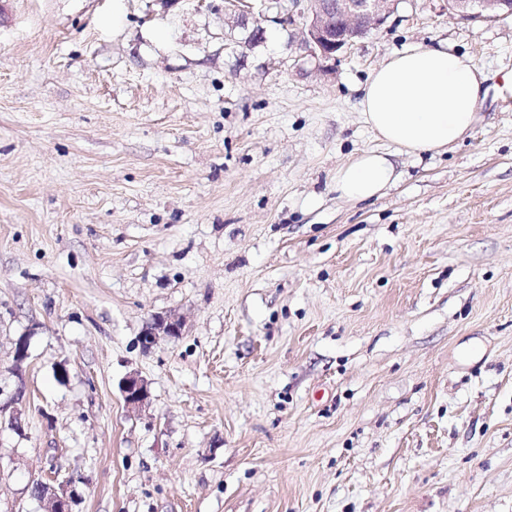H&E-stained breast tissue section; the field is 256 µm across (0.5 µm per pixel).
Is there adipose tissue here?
<instances>
[{
	"label": "adipose tissue",
	"mask_w": 512,
	"mask_h": 512,
	"mask_svg": "<svg viewBox=\"0 0 512 512\" xmlns=\"http://www.w3.org/2000/svg\"><path fill=\"white\" fill-rule=\"evenodd\" d=\"M487 80L469 56L418 45L372 72L360 89V107L383 141L411 154L443 153L470 135ZM396 179L388 153L365 151L337 170L336 191L343 199L365 201Z\"/></svg>",
	"instance_id": "ef3b65f1"
}]
</instances>
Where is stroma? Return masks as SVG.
I'll return each instance as SVG.
<instances>
[{
  "mask_svg": "<svg viewBox=\"0 0 512 512\" xmlns=\"http://www.w3.org/2000/svg\"><path fill=\"white\" fill-rule=\"evenodd\" d=\"M112 2L0 0V512L37 479L74 512H512V16L399 0L324 60L267 0L255 43L224 0ZM419 44L489 75L442 154L359 105ZM366 150L397 183L340 199ZM157 313L186 334L147 351ZM126 406L131 410H139L144 407L150 398L147 383L138 375L130 374L120 382ZM36 482L44 486V492L40 494L39 501L45 512H72V504L78 497L77 492L72 489L73 480L59 483L57 487L42 480Z\"/></svg>",
  "mask_w": 512,
  "mask_h": 512,
  "instance_id": "obj_1",
  "label": "stroma"
}]
</instances>
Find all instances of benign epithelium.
<instances>
[{
    "instance_id": "1",
    "label": "benign epithelium",
    "mask_w": 512,
    "mask_h": 512,
    "mask_svg": "<svg viewBox=\"0 0 512 512\" xmlns=\"http://www.w3.org/2000/svg\"><path fill=\"white\" fill-rule=\"evenodd\" d=\"M291 13L303 20L304 49L314 58L330 59L348 49L371 30L384 23L394 11L397 0H289ZM247 0H224V15L240 25L247 16ZM452 14L463 17L494 18L512 14V0H448ZM185 323L170 315L155 314L140 335L143 349L149 350L162 340L184 335ZM126 406L131 410L144 407L150 398L147 383L130 374L120 382ZM44 492L40 502L44 512H72L78 497L73 481L58 485L41 482Z\"/></svg>"
}]
</instances>
